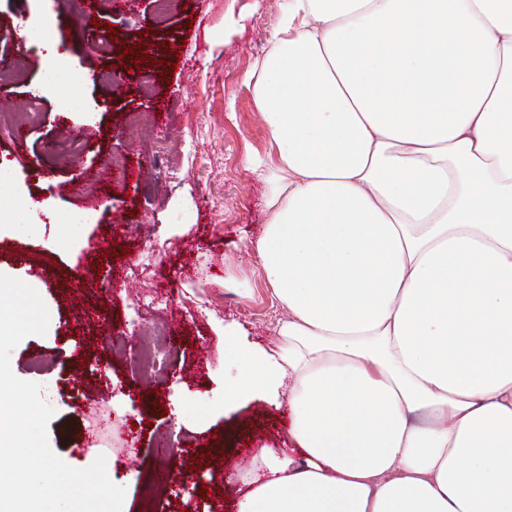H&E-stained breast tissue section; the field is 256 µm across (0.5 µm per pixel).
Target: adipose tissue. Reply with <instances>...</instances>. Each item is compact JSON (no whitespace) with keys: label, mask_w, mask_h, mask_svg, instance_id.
<instances>
[{"label":"adipose tissue","mask_w":512,"mask_h":512,"mask_svg":"<svg viewBox=\"0 0 512 512\" xmlns=\"http://www.w3.org/2000/svg\"><path fill=\"white\" fill-rule=\"evenodd\" d=\"M45 84L85 77L30 30ZM249 73L257 254L289 314L225 342L288 411L237 512H512V0H288ZM0 165V223L47 205Z\"/></svg>","instance_id":"ef3b65f1"}]
</instances>
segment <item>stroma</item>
Wrapping results in <instances>:
<instances>
[{
  "label": "stroma",
  "mask_w": 512,
  "mask_h": 512,
  "mask_svg": "<svg viewBox=\"0 0 512 512\" xmlns=\"http://www.w3.org/2000/svg\"><path fill=\"white\" fill-rule=\"evenodd\" d=\"M288 0H0V66L17 78L0 85V163L14 167L16 190L50 200L59 213L82 212L68 248H55L61 227L46 216L36 226L0 230V270L40 280L51 312L46 335L25 337L12 351L13 374L51 387L55 413L50 448L84 469L105 456L110 480L126 490L129 512H233L238 486L230 474L248 469L261 448H277L286 409L252 399L224 405V381L239 368L224 356V325L238 322L269 347L287 314L267 283L255 242L268 218V185L247 171L250 156L267 157L271 136L247 72L272 47ZM48 13L116 28L138 40L146 68L119 66L114 47L87 49L82 37L59 39L67 63L87 77L83 109L64 112L60 91L31 96L41 58L25 31ZM93 130L94 138L61 137L60 126ZM155 160L139 172L142 152ZM126 160L111 186L85 180L111 157ZM83 182V197L68 195ZM104 241L103 254L90 252ZM80 273L93 319L78 322L68 277ZM167 307L168 351L155 377L135 367L137 345L151 324L134 307L149 295ZM154 321V322H155ZM120 340L126 354L115 352ZM112 431L94 434L97 416ZM181 472L183 481L162 478Z\"/></svg>",
  "instance_id": "1"
}]
</instances>
